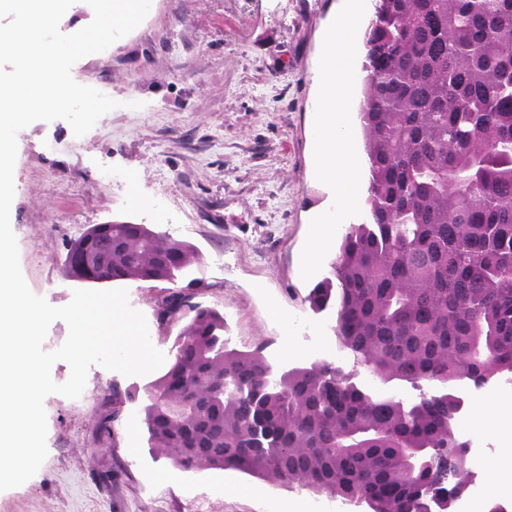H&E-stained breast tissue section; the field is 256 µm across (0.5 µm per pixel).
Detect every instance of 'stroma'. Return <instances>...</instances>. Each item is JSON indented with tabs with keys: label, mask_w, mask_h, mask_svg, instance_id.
<instances>
[{
	"label": "stroma",
	"mask_w": 512,
	"mask_h": 512,
	"mask_svg": "<svg viewBox=\"0 0 512 512\" xmlns=\"http://www.w3.org/2000/svg\"><path fill=\"white\" fill-rule=\"evenodd\" d=\"M346 4L151 0L136 29L78 60L73 79L119 106L80 137L61 119L17 136L10 217L29 289L66 305L78 288L65 276L70 241L94 224H150L201 256L193 281L121 284L166 357L187 319L158 312L179 289L223 313L229 347H262L277 369L326 360L364 389L415 400L418 387L383 386L354 364L330 312L305 301L314 283L302 269L309 226L336 207L334 188L312 174L316 74ZM134 195L143 206L131 205ZM296 322L305 335L290 354L281 338ZM154 379L95 365L85 400L47 396V457L24 484L0 491V512H272L315 503L231 470L180 471L148 447L141 407ZM117 389L132 399L114 406ZM105 474L111 485L101 483Z\"/></svg>",
	"instance_id": "35a3bbf8"
}]
</instances>
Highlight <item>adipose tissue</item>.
Returning a JSON list of instances; mask_svg holds the SVG:
<instances>
[{"instance_id":"1","label":"adipose tissue","mask_w":512,"mask_h":512,"mask_svg":"<svg viewBox=\"0 0 512 512\" xmlns=\"http://www.w3.org/2000/svg\"><path fill=\"white\" fill-rule=\"evenodd\" d=\"M355 22L352 16L340 18L324 41L316 77L319 98L312 137L315 173L321 181L335 187L344 209L359 201V158L341 133L345 124L343 100L350 80V42ZM470 425L497 435L501 441V457L512 456V403L481 399Z\"/></svg>"}]
</instances>
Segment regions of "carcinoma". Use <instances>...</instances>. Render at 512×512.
<instances>
[{
    "mask_svg": "<svg viewBox=\"0 0 512 512\" xmlns=\"http://www.w3.org/2000/svg\"><path fill=\"white\" fill-rule=\"evenodd\" d=\"M357 106L365 218L349 225L315 311L386 384L441 388L406 404L368 394L331 363L276 371L230 349L224 314L192 312L142 408L173 463L233 470L337 499L355 512H456L474 484L453 428L461 381H512V0H373ZM70 272L114 282L188 277L196 248L148 224H94Z\"/></svg>",
    "mask_w": 512,
    "mask_h": 512,
    "instance_id": "obj_1",
    "label": "carcinoma"
}]
</instances>
